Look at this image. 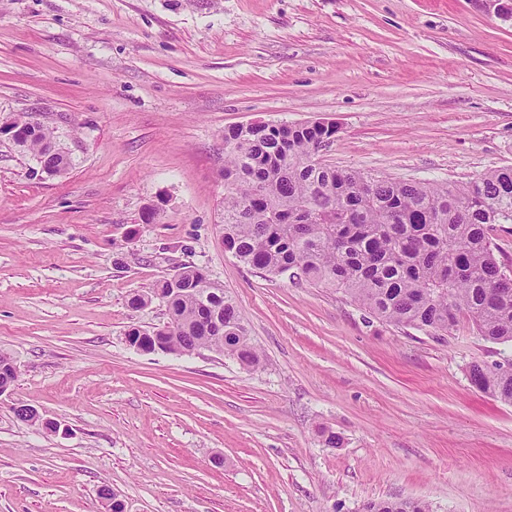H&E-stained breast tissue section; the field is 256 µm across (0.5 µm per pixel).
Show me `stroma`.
<instances>
[{"instance_id": "1", "label": "stroma", "mask_w": 512, "mask_h": 512, "mask_svg": "<svg viewBox=\"0 0 512 512\" xmlns=\"http://www.w3.org/2000/svg\"><path fill=\"white\" fill-rule=\"evenodd\" d=\"M19 113L77 164L35 173L0 137V352L19 372L0 512H105L104 484L126 512H512V405L469 378L512 343L264 275L221 223L224 132L252 122H335L327 164L394 180L512 166V21L473 0H0V120ZM185 266L236 300L258 368L128 345L167 321L130 298Z\"/></svg>"}]
</instances>
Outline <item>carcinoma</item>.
I'll list each match as a JSON object with an SVG mask.
<instances>
[{"instance_id": "obj_1", "label": "carcinoma", "mask_w": 512, "mask_h": 512, "mask_svg": "<svg viewBox=\"0 0 512 512\" xmlns=\"http://www.w3.org/2000/svg\"><path fill=\"white\" fill-rule=\"evenodd\" d=\"M334 126L283 123L224 131V248L270 275L291 273L336 288L372 316L396 326L446 336L465 314L477 335L512 342V275L497 257L496 235H512V167L445 184L395 181L319 160ZM41 172L75 165L59 136L40 124L15 143ZM204 272L183 267L181 279L158 280L167 325L131 332L162 353L202 348L254 368L241 312L224 290L197 287ZM474 386L512 404V371L497 363L470 367ZM402 500L367 503V512H406Z\"/></svg>"}]
</instances>
